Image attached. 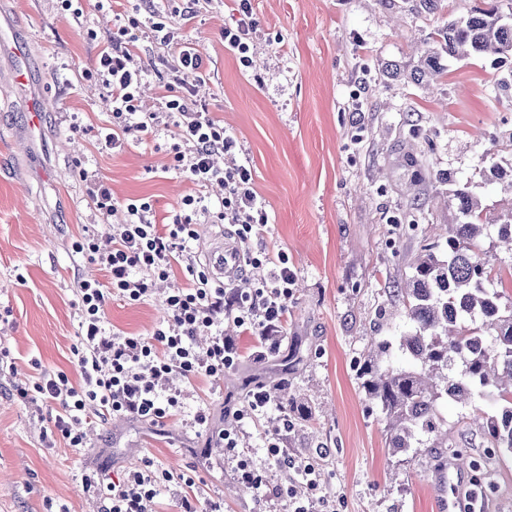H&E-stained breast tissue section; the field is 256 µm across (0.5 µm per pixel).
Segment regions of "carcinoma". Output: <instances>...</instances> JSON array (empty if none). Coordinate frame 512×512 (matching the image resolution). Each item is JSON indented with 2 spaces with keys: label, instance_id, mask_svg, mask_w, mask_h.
Instances as JSON below:
<instances>
[{
  "label": "carcinoma",
  "instance_id": "cac0c4a2",
  "mask_svg": "<svg viewBox=\"0 0 512 512\" xmlns=\"http://www.w3.org/2000/svg\"><path fill=\"white\" fill-rule=\"evenodd\" d=\"M450 58L494 56L512 58V0L476 9L431 33L417 79L441 80ZM489 183H508L512 166L494 164L481 172ZM459 213L450 228L448 250L421 247L412 262V275L395 289L415 331L399 337V350L419 368L382 363L389 343L378 344L359 362L358 379L366 396L379 409L393 452H406L423 438L440 436L437 401L443 397L463 406L490 396L504 404L496 416L476 409V418L489 447L512 452V305L502 304L498 285L512 266L489 265L479 256L480 239L488 226L481 204L464 184L454 190Z\"/></svg>",
  "mask_w": 512,
  "mask_h": 512
}]
</instances>
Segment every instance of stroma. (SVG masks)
Segmentation results:
<instances>
[{
  "mask_svg": "<svg viewBox=\"0 0 512 512\" xmlns=\"http://www.w3.org/2000/svg\"><path fill=\"white\" fill-rule=\"evenodd\" d=\"M488 2L441 0L428 13L416 0H251L253 64L246 71L224 48L225 28L241 18L236 0H154L149 7L116 0L110 10L79 0L78 16L61 0H0V512H102L85 476L118 480L148 460L173 477L160 487L154 512H176L184 488L175 479L186 474L199 500L223 499L224 512H287L280 490L289 475L266 460L265 439L274 433L289 456L313 462L321 475L317 489L294 485L298 496L328 499L336 512H441L436 451L392 453L380 412L359 385L357 362L372 339L392 342L409 329L391 292L424 239L447 249L458 212L453 183L436 180V171L469 183L490 220L486 258L505 259L494 247L496 221L512 207V194L478 174L512 159L492 144L512 130V95L493 89L501 69L462 58L448 61V80L439 85L407 78L435 28ZM190 5L196 15L188 19ZM153 9L179 38L199 45L205 81L180 69L176 45L157 39ZM117 12L138 22L141 111H164L171 88L222 121L237 149L216 164L248 162L272 219L252 248L285 251L296 283L277 355L254 360V337L225 323L243 353L239 367L220 380L184 385L182 412L166 422L93 418L86 446L72 448L52 432L57 403L16 395L44 372L82 382L72 354L79 343L76 291L82 280L102 281L106 273L72 245L89 236L109 248L127 219L126 204L138 199L151 204L157 223L170 222L195 191L173 167L169 130H159L153 149L132 138L112 151L100 141L110 118L98 54ZM21 66L28 71L23 84L14 80ZM35 99L45 111L29 141ZM414 148L425 151L430 167L410 163ZM93 181L109 189L111 214L89 197ZM414 203L427 214L424 224L412 231L395 225ZM187 285L178 268L145 303L109 300L106 331L151 336L166 317V292ZM258 384L273 402L244 426V444L263 477L257 495L236 483L223 449L200 454L205 439L194 416L206 409L212 426L222 427L225 401L243 406ZM290 400L298 410L286 417L281 406ZM437 415L453 450L489 464L480 490L464 469L458 496L476 495L482 512H512V454L488 446L467 407L443 398Z\"/></svg>",
  "mask_w": 512,
  "mask_h": 512,
  "instance_id": "obj_1",
  "label": "stroma"
}]
</instances>
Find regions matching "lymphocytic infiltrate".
Returning a JSON list of instances; mask_svg holds the SVG:
<instances>
[{"instance_id": "1", "label": "lymphocytic infiltrate", "mask_w": 512, "mask_h": 512, "mask_svg": "<svg viewBox=\"0 0 512 512\" xmlns=\"http://www.w3.org/2000/svg\"><path fill=\"white\" fill-rule=\"evenodd\" d=\"M136 40L128 27H119L112 35L111 49L102 51L99 59V74L107 89L104 104L112 117L102 141L112 150L124 147L127 135L132 133L141 144H149L159 124L157 113L141 111L138 105L142 72L135 67L130 51ZM165 108L176 139L174 167L197 187V194L184 197L180 210L167 224L154 221L150 203L127 204L129 219L119 225L109 250H101L90 237L75 242V251L97 262L107 274L103 283L81 281L77 291L80 344L74 347L73 356L83 383L76 387L65 373H46L33 388L17 390L23 399L34 391L58 402L62 412L54 426L73 448L84 445L88 411L92 408L148 422L177 416L182 408L183 383L201 377H223L226 370L238 364L241 353L235 337L224 333L225 320H232L242 333L259 336L254 355L261 360L278 348V333L288 313L295 273L287 253L273 257L249 247L257 230L270 220L264 200L253 187L252 171L245 163L224 169L213 161L215 154L232 152L235 140L226 135L211 112L196 108L187 96H172ZM215 184L223 186L224 197L218 207L212 208L204 192ZM201 214L233 226L243 246L241 258L245 264L267 271L261 288L245 296L228 291L198 265L190 242ZM178 266L185 268L190 283L167 294L169 317L165 325L148 338L105 336L104 308L110 299L145 302L151 298L156 282L166 281ZM201 336L208 337L206 346L197 345ZM270 403V393L257 389L247 406L233 411L231 419L218 430L211 428L205 412L194 417L199 432L212 433L225 454L236 458L238 483L256 490L262 478L243 450L240 425L244 419L263 413ZM169 478V473L148 461L124 480L101 478L95 487L106 504L104 512H148L147 504L156 497L158 484Z\"/></svg>"}]
</instances>
